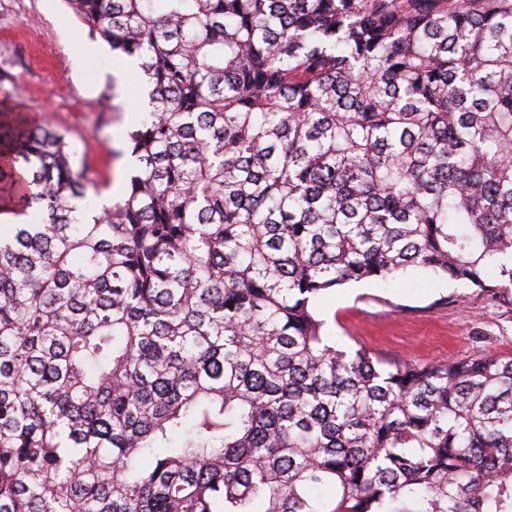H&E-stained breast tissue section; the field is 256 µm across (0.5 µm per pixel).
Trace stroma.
I'll list each match as a JSON object with an SVG mask.
<instances>
[{"label": "stroma", "instance_id": "1", "mask_svg": "<svg viewBox=\"0 0 512 512\" xmlns=\"http://www.w3.org/2000/svg\"><path fill=\"white\" fill-rule=\"evenodd\" d=\"M0 108L63 131L75 168L120 195L122 134L135 84L113 87L119 68L109 45L90 34L67 0H0ZM339 345L385 360L425 364L494 352L512 357V303L492 302L432 271L403 281H363L334 289L317 306Z\"/></svg>", "mask_w": 512, "mask_h": 512}]
</instances>
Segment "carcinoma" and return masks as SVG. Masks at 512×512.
I'll return each mask as SVG.
<instances>
[{"label":"carcinoma","instance_id":"obj_1","mask_svg":"<svg viewBox=\"0 0 512 512\" xmlns=\"http://www.w3.org/2000/svg\"><path fill=\"white\" fill-rule=\"evenodd\" d=\"M134 65L122 195L0 109V512H512V358L317 300L512 289V0H69ZM317 311L336 343L385 360L425 364L487 352L512 357V303L492 302L423 268L411 267L395 281L336 288Z\"/></svg>","mask_w":512,"mask_h":512}]
</instances>
